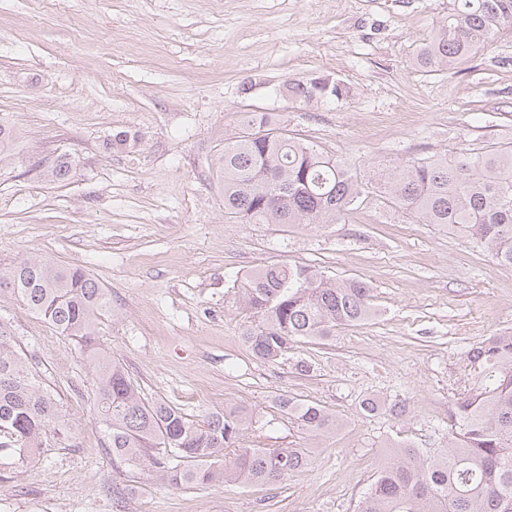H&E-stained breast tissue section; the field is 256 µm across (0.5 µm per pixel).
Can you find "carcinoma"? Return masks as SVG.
Instances as JSON below:
<instances>
[{
	"instance_id": "cac0c4a2",
	"label": "carcinoma",
	"mask_w": 512,
	"mask_h": 512,
	"mask_svg": "<svg viewBox=\"0 0 512 512\" xmlns=\"http://www.w3.org/2000/svg\"><path fill=\"white\" fill-rule=\"evenodd\" d=\"M512 28V0H453L437 35L417 54L427 72L466 62L490 37ZM304 102L338 99L345 85L320 76L288 84ZM15 130L0 123V164L13 156ZM224 184V217L243 224L313 227L345 219L364 184L319 145L294 136L265 113H251L214 157ZM71 171L59 157L54 180ZM384 194L424 224L458 230L501 264L512 266V147L409 159L384 175ZM0 287L87 353L96 415L116 472L143 469L175 487L249 483L276 486L307 463L303 448H239L246 413L224 408L200 423L165 401L141 396L96 341L110 311L108 290L79 267L28 258L0 272ZM254 324L242 340L258 360L275 363L303 339L326 340L336 328L373 313L362 280L332 281L310 266L267 265L233 283ZM477 386L457 399V431L442 448L393 447L392 457L362 497L358 512H512V332L490 336L468 354ZM276 409L315 435L341 419L324 407L281 397ZM67 431L66 414L41 375L0 322V467H21L50 436ZM236 449L226 462L224 450Z\"/></svg>"
}]
</instances>
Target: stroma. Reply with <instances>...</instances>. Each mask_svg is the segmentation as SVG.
<instances>
[{
  "mask_svg": "<svg viewBox=\"0 0 512 512\" xmlns=\"http://www.w3.org/2000/svg\"><path fill=\"white\" fill-rule=\"evenodd\" d=\"M451 0H0V122L19 139L0 166V270L29 257L89 271L112 299L99 342L142 394L194 420L252 414L239 443L302 448L281 488L172 489L117 473L71 340L0 289V319L63 406L71 435L0 469V512H357L391 446L439 448L473 386L469 351L512 331V267L469 237L385 204L375 174L409 158L512 145V29L468 62L415 57ZM330 76L348 95L307 104L286 86ZM247 112H267L367 183L345 221L316 228L224 216L212 159ZM369 138H361L362 128ZM120 132L134 140L105 151ZM69 157L68 180L42 174ZM309 265L373 289L376 315L287 359L256 360L231 284ZM312 362L302 375L298 360ZM343 418L312 437L275 397ZM382 400L362 411L363 399ZM401 412H392V405Z\"/></svg>",
  "mask_w": 512,
  "mask_h": 512,
  "instance_id": "35a3bbf8",
  "label": "stroma"
}]
</instances>
